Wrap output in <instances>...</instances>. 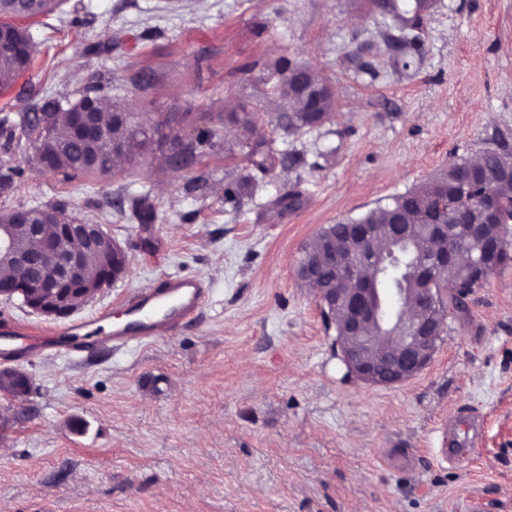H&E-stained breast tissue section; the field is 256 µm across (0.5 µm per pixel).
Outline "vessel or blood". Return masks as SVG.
Segmentation results:
<instances>
[{
    "mask_svg": "<svg viewBox=\"0 0 512 512\" xmlns=\"http://www.w3.org/2000/svg\"><path fill=\"white\" fill-rule=\"evenodd\" d=\"M207 290L204 283L187 276H168L159 286L143 289L125 303L129 321L111 323L108 313H100L60 329L32 332L20 324L0 326V360H29L43 350L52 349L66 354H88L118 346L126 341L151 340L174 334L182 322L204 303ZM454 427L448 432V456L466 455L458 438L457 427L473 430V416L457 414Z\"/></svg>",
    "mask_w": 512,
    "mask_h": 512,
    "instance_id": "1",
    "label": "vessel or blood"
}]
</instances>
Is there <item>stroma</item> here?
Returning a JSON list of instances; mask_svg holds the SVG:
<instances>
[{
  "instance_id": "35a3bbf8",
  "label": "stroma",
  "mask_w": 512,
  "mask_h": 512,
  "mask_svg": "<svg viewBox=\"0 0 512 512\" xmlns=\"http://www.w3.org/2000/svg\"><path fill=\"white\" fill-rule=\"evenodd\" d=\"M27 25L36 58L0 108L99 90L145 125L178 113L216 135L185 169L155 146L116 175L70 182L40 174L20 142L0 153L23 171L0 211L58 205L127 247L128 274L74 320L121 312L170 275L203 281L208 298L176 334L19 364L31 391L0 392V512H463L474 496L512 512V265L449 312L431 364L394 386L348 375L295 275L323 225L512 144V0H436L406 69L371 0H65ZM284 59L332 87L331 121L283 129ZM231 112L254 113L298 164L252 171ZM247 173L251 192L225 201ZM293 186L302 206L275 207ZM69 320L0 302V324ZM461 408L484 429L452 461L441 432Z\"/></svg>"
}]
</instances>
